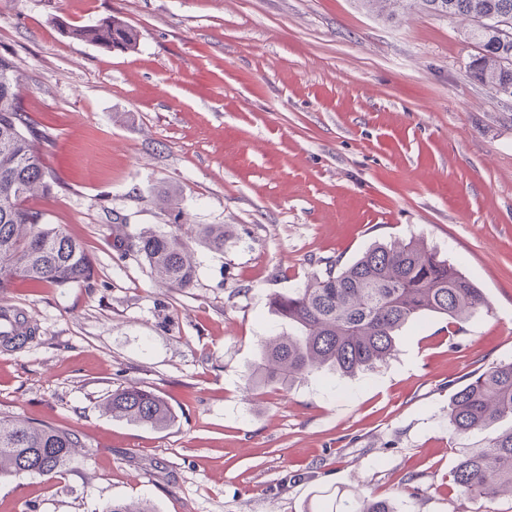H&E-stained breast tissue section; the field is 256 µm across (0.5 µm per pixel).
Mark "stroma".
I'll list each match as a JSON object with an SVG mask.
<instances>
[{
  "label": "stroma",
  "mask_w": 512,
  "mask_h": 512,
  "mask_svg": "<svg viewBox=\"0 0 512 512\" xmlns=\"http://www.w3.org/2000/svg\"><path fill=\"white\" fill-rule=\"evenodd\" d=\"M118 12L134 50L67 38ZM459 20L417 0L390 18L362 0H0V54L53 139L61 186L36 200L95 269L17 285L36 335L0 346V416L74 431L73 470L0 479V512H334L337 493L397 512H512L462 495L452 472L492 428L448 430L455 390L512 361V98L475 80ZM178 191L173 208L156 193ZM129 232L223 224L180 291L112 247ZM421 239L491 311L449 332L430 314L396 355L334 383L316 372L247 391L263 341L287 332L274 295L377 242ZM164 397V429L112 416L113 388Z\"/></svg>",
  "instance_id": "obj_1"
}]
</instances>
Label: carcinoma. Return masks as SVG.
Masks as SVG:
<instances>
[{"mask_svg":"<svg viewBox=\"0 0 512 512\" xmlns=\"http://www.w3.org/2000/svg\"><path fill=\"white\" fill-rule=\"evenodd\" d=\"M429 12L468 23L464 38L476 48L470 61L474 79L496 91L512 86V37H501L488 25L512 19V0H420ZM67 37L119 51L136 48L138 30L124 18L109 14L87 25L63 28ZM24 79L14 60L0 55V292L18 283L64 287L86 282L94 274L84 244L48 223L44 210L31 205L60 187L42 162L44 129L20 100ZM114 225L113 248L144 260L172 288L194 286L197 262L193 245L224 252V225L177 224L169 231L152 227L137 233ZM276 317L293 332L274 336L261 346L250 376L255 387H286L314 371L341 377L372 371L397 350L403 326L427 313L462 322L489 312L481 290L421 239L378 243L353 263L311 276L300 288L271 298ZM17 324L6 347H21L36 329L20 308L0 310V320ZM112 416L164 428L174 420L167 402L152 390L118 387L108 399ZM512 419V361L471 374L453 395L448 426L460 435ZM77 434L54 426H33L0 416V478L38 475L45 465L49 477L72 468ZM453 484L467 496L493 501L512 495V428L478 451L456 462ZM339 512H395L387 500L354 494L336 502Z\"/></svg>","mask_w":512,"mask_h":512,"instance_id":"1","label":"carcinoma"}]
</instances>
